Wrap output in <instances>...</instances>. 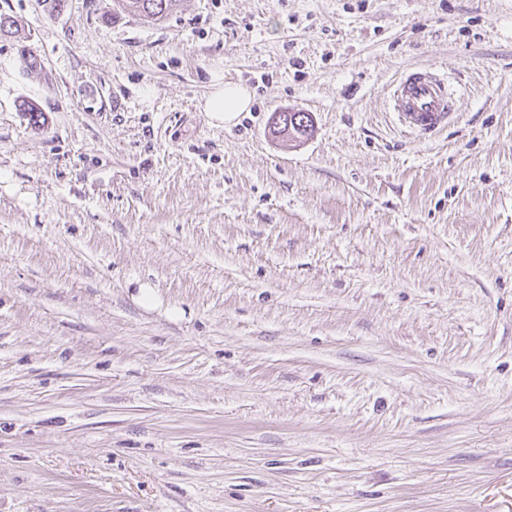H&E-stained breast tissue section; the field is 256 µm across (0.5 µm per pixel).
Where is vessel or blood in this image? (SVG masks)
Returning a JSON list of instances; mask_svg holds the SVG:
<instances>
[{
    "instance_id": "vessel-or-blood-1",
    "label": "vessel or blood",
    "mask_w": 512,
    "mask_h": 512,
    "mask_svg": "<svg viewBox=\"0 0 512 512\" xmlns=\"http://www.w3.org/2000/svg\"><path fill=\"white\" fill-rule=\"evenodd\" d=\"M454 99L446 75L431 67H413L392 82L388 109L397 114L404 127L434 133L451 120Z\"/></svg>"
}]
</instances>
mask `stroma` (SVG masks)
I'll return each mask as SVG.
<instances>
[{"instance_id": "1", "label": "stroma", "mask_w": 512, "mask_h": 512, "mask_svg": "<svg viewBox=\"0 0 512 512\" xmlns=\"http://www.w3.org/2000/svg\"><path fill=\"white\" fill-rule=\"evenodd\" d=\"M0 14V512H512V0ZM454 99L446 75L431 67H413L390 85L388 110L398 115L404 127L434 133L452 119ZM251 105V96L242 86L225 83L204 101V110L209 117L220 124L232 122L240 112H246Z\"/></svg>"}]
</instances>
